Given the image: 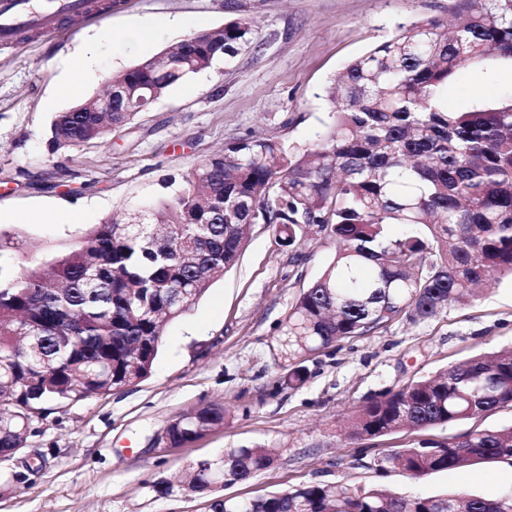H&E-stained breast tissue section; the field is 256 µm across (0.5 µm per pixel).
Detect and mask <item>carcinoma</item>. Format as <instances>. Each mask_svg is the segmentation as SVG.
<instances>
[{"mask_svg": "<svg viewBox=\"0 0 512 512\" xmlns=\"http://www.w3.org/2000/svg\"><path fill=\"white\" fill-rule=\"evenodd\" d=\"M455 31L431 18L401 24L351 61L325 89L332 121L309 146L239 139L198 162L174 191L126 221L90 229L50 263L29 259L0 278V455L26 442L32 414L49 404L109 395L151 375L163 325L188 313L239 260L252 224L291 245L317 226L331 261L302 289L276 348L286 385L305 358L375 332L400 316L424 323L476 290L512 276V94L450 111L441 93L472 66L512 61V0H452ZM246 22L200 33L110 78L127 111L55 115L51 153L126 125L171 86L246 42ZM399 225L403 232L389 233ZM512 408V347L479 355L388 391L358 409L353 440L425 429ZM222 405L166 425L172 446L224 425ZM415 477L476 462L512 464V427L471 429L390 457ZM263 446L226 448L192 466L188 489L209 512H512V493L406 496L374 486L320 484L255 498L211 496L270 468Z\"/></svg>", "mask_w": 512, "mask_h": 512, "instance_id": "carcinoma-1", "label": "carcinoma"}]
</instances>
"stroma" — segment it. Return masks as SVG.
<instances>
[{"label": "stroma", "instance_id": "stroma-1", "mask_svg": "<svg viewBox=\"0 0 512 512\" xmlns=\"http://www.w3.org/2000/svg\"><path fill=\"white\" fill-rule=\"evenodd\" d=\"M448 0H114L106 14L62 22L52 34H19L0 45V254L46 261L94 225L122 218L182 178L198 161L258 134L294 145L316 141L329 119L324 90L353 58L401 24L447 17ZM248 22L249 41L169 88L135 120L102 140L47 151L54 114L102 92L108 77L189 35ZM136 26L130 48L108 40ZM86 68L78 96L61 93L76 56ZM512 92V63L475 67L450 81L449 109L490 104ZM318 228L292 246L251 225L237 265L195 308L163 329L152 374L107 396L55 405L34 420L24 447L0 456V512H204L184 482L190 467L227 448L262 445L274 465L220 488L252 498L303 484L368 485L411 495L512 491V464L477 463L415 478L391 457L425 440L512 426V409L476 420L407 428L359 441L352 413L410 380L512 346V281L489 285L430 321L400 317L374 333L335 343L305 362L299 388L281 385L280 324L329 262ZM223 404V426L180 448L161 435L174 417ZM165 483L166 494L155 491Z\"/></svg>", "mask_w": 512, "mask_h": 512}]
</instances>
